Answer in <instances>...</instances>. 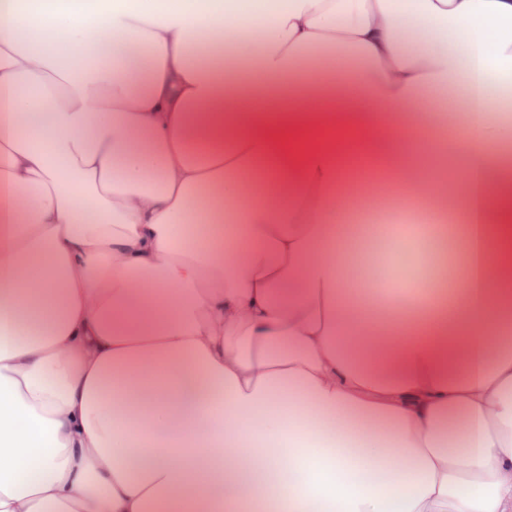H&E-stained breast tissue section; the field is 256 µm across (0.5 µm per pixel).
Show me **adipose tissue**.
I'll return each instance as SVG.
<instances>
[{
  "label": "adipose tissue",
  "mask_w": 512,
  "mask_h": 512,
  "mask_svg": "<svg viewBox=\"0 0 512 512\" xmlns=\"http://www.w3.org/2000/svg\"><path fill=\"white\" fill-rule=\"evenodd\" d=\"M510 102L512 0H0V512H512ZM343 126L455 291L349 288ZM441 265H435L433 263L432 267L425 268L422 267L425 273L429 277V284H434L436 281L440 279L443 275L445 280L448 282V291H450L453 286L454 280L452 279L453 270L456 269L459 271L460 269V247L458 240L456 238L455 232H453V236L448 238V244L445 250L441 253ZM446 269V272L443 273L441 267ZM449 272V273H448Z\"/></svg>",
  "instance_id": "obj_1"
}]
</instances>
